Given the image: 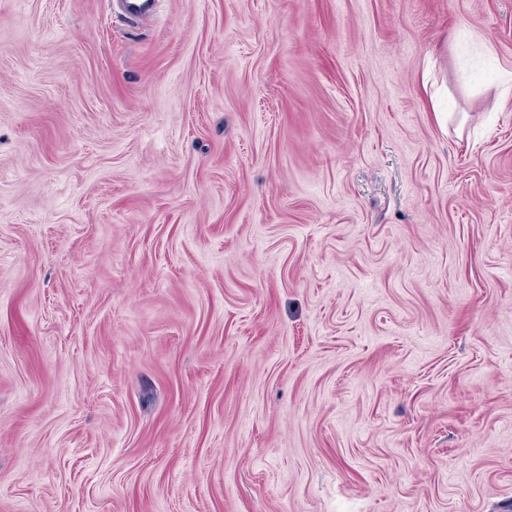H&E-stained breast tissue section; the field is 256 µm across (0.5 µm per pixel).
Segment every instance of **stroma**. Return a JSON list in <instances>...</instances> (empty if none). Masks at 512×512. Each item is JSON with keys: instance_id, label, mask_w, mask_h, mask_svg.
<instances>
[{"instance_id": "35a3bbf8", "label": "stroma", "mask_w": 512, "mask_h": 512, "mask_svg": "<svg viewBox=\"0 0 512 512\" xmlns=\"http://www.w3.org/2000/svg\"><path fill=\"white\" fill-rule=\"evenodd\" d=\"M0 0V512H512V0Z\"/></svg>"}]
</instances>
